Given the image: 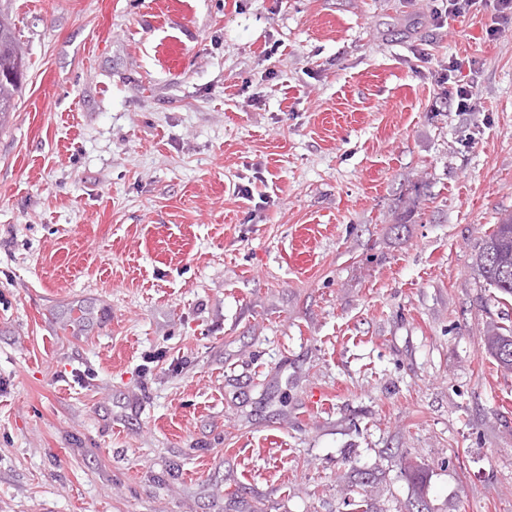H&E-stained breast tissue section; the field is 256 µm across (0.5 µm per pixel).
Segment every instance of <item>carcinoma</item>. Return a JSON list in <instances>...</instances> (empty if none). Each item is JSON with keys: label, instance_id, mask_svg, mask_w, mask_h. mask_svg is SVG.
<instances>
[{"label": "carcinoma", "instance_id": "cac0c4a2", "mask_svg": "<svg viewBox=\"0 0 512 512\" xmlns=\"http://www.w3.org/2000/svg\"><path fill=\"white\" fill-rule=\"evenodd\" d=\"M27 70L25 53L8 14L0 10V130L8 123ZM479 276L486 286L512 297V214L482 240L476 257ZM487 352L498 364L512 371V331L492 326L485 334Z\"/></svg>", "mask_w": 512, "mask_h": 512}]
</instances>
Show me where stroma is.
Listing matches in <instances>:
<instances>
[{"instance_id": "35a3bbf8", "label": "stroma", "mask_w": 512, "mask_h": 512, "mask_svg": "<svg viewBox=\"0 0 512 512\" xmlns=\"http://www.w3.org/2000/svg\"><path fill=\"white\" fill-rule=\"evenodd\" d=\"M434 5L0 0V512H512V26ZM8 14L0 10V130L8 123L27 70ZM476 267L485 286L512 297V214L503 218L482 240ZM501 330L506 331L504 328L490 327L485 334V346L502 368L512 371V331L505 334Z\"/></svg>"}]
</instances>
